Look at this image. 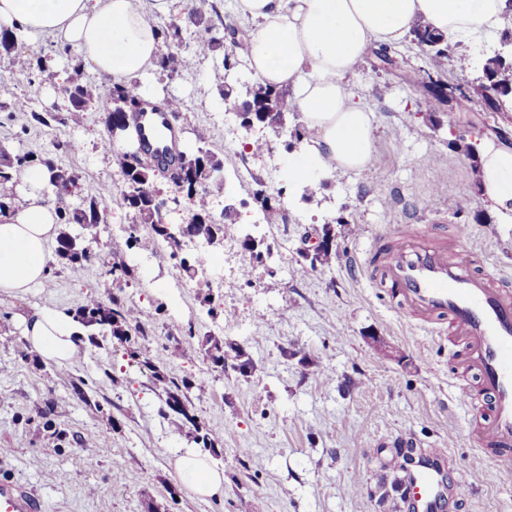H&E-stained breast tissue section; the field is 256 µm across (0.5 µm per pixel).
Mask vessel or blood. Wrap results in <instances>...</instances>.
I'll list each match as a JSON object with an SVG mask.
<instances>
[{"label":"vessel or blood","instance_id":"1","mask_svg":"<svg viewBox=\"0 0 512 512\" xmlns=\"http://www.w3.org/2000/svg\"><path fill=\"white\" fill-rule=\"evenodd\" d=\"M467 232L428 237L404 224L386 225L375 249L357 262L361 276L378 287L406 320L427 325L460 344L459 360L477 385L456 390V400L479 413L490 410L476 439L504 480H512V280L478 273L482 259L460 249ZM468 481L446 457H421L409 472L401 496L410 512H445L451 497L465 496ZM0 512H39L25 488L0 480Z\"/></svg>","mask_w":512,"mask_h":512}]
</instances>
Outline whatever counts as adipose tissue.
Returning a JSON list of instances; mask_svg holds the SVG:
<instances>
[{
  "mask_svg": "<svg viewBox=\"0 0 512 512\" xmlns=\"http://www.w3.org/2000/svg\"><path fill=\"white\" fill-rule=\"evenodd\" d=\"M174 0H0V27L52 36L113 81L142 78L156 66L162 40L152 16ZM254 30L244 53L264 85L290 88L288 101L310 134L290 169L311 181L336 169L358 172L372 159L373 114L345 82L376 42H393L418 23L456 41L481 40L512 27V0H238ZM481 199L499 223L512 224V142L482 135L473 145ZM46 168L24 171L15 204L0 214V292L21 293L45 279L58 236L55 209L43 201ZM24 339L46 360L77 362L81 326L67 313L35 308L17 316ZM175 469L197 495L224 491V474L188 452Z\"/></svg>",
  "mask_w": 512,
  "mask_h": 512,
  "instance_id": "ef3b65f1",
  "label": "adipose tissue"
}]
</instances>
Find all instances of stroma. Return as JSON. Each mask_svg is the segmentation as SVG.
<instances>
[{"label":"stroma","instance_id":"stroma-1","mask_svg":"<svg viewBox=\"0 0 512 512\" xmlns=\"http://www.w3.org/2000/svg\"><path fill=\"white\" fill-rule=\"evenodd\" d=\"M218 12L188 19L187 0H176L156 25L181 28L178 50L189 54L206 28L239 27L236 0H214ZM456 55L442 83L466 86L480 75L494 45L455 41ZM18 51L49 58L52 79L19 70L0 58V148L10 153L51 155L79 176L81 193L103 182L121 183L110 155L97 144L104 115L85 113L80 125L31 120V112L65 113L61 91L71 80L108 88L111 77L70 58L54 38H21ZM242 47L224 40L214 55L168 79L185 107L173 125L180 148L194 146L195 129L209 133L208 150L223 162V181L212 185L214 214L236 205L240 234L213 249L211 271L187 277L159 247L145 257L135 245L144 225L131 222L119 198L105 202V223L83 229L92 257L80 279L51 261L45 281L25 293H0V475L39 497L42 512H407L397 492L405 474L399 436L418 448L450 450L453 466L470 475V496L447 512H512V483L476 454V422L451 404L454 390L472 383L449 361L447 337L403 321L378 289L355 277L369 241L388 224H413L426 232L463 224L462 247L484 258V270L512 276V224L496 223L481 200L470 160L455 148L488 128L512 131V112H447L425 106L421 89L374 69L373 55L348 84L373 113V159L368 170H338L316 195L304 198L289 170L286 148L298 115H285V131L243 127L225 113L218 87L244 71ZM24 110H17V103ZM269 140L253 155L250 137ZM441 187L446 215L424 208ZM280 200L287 221H261L256 191ZM330 225L335 257L304 271L306 231ZM262 240L270 256L251 261L244 237ZM120 254L138 265V280L124 286L128 304L150 317L146 345L157 364L174 377L204 380L208 392L195 404L198 419L222 429L224 453L214 465L224 472L221 498H201L179 478L176 459L191 449L177 418L161 412L149 370L112 339L85 343L71 365L45 360L23 338L14 319L32 308L71 311L89 296L112 288L108 260ZM213 295L223 317L208 316ZM221 332L241 345L254 369L248 376L223 373L202 355L193 360L176 349ZM294 350L286 357L284 349ZM137 471L138 480L128 478Z\"/></svg>","mask_w":512,"mask_h":512}]
</instances>
